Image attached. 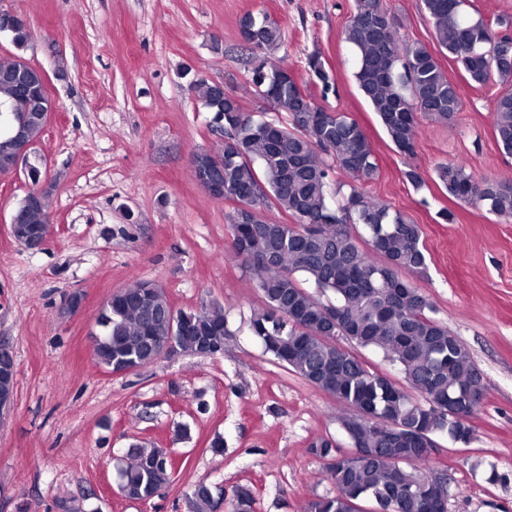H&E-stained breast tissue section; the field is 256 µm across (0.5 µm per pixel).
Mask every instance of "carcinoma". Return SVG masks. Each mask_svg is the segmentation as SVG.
Masks as SVG:
<instances>
[{"label":"carcinoma","instance_id":"1","mask_svg":"<svg viewBox=\"0 0 512 512\" xmlns=\"http://www.w3.org/2000/svg\"><path fill=\"white\" fill-rule=\"evenodd\" d=\"M465 5L424 0L439 51L463 77L504 86L491 109L493 130L500 151L512 156V47L499 43L503 22L471 19ZM241 28L253 57L251 81L280 115L246 112L207 81L192 83L202 108L224 118V140L212 150L224 158V199L235 204L225 215L230 238L224 258L249 271L262 295L252 334L274 360L348 408L337 421L346 437L356 436L368 450L355 459L332 439L313 442L311 451L327 461L336 493L305 502L301 512H364L367 501L376 512H430L428 499H448V485L425 467L421 441L446 435L469 443L471 426H455L448 412L471 417L480 409L483 374L413 282L428 268L420 225L362 191L378 174L364 128L316 105L306 83L270 61L281 42L279 27L249 16ZM0 29L17 49L27 48L28 24L0 14ZM344 38L357 53V88L400 153H414L421 120L448 124L461 110L458 86L434 51L402 41L381 0H356ZM19 59L0 58V162L12 148L15 116L25 111ZM337 172L353 181L340 201L343 184L331 180ZM436 176L456 200L512 218L511 179L477 180L459 162L438 164ZM270 208L293 223L266 219ZM16 211L23 224L48 221L43 202ZM96 324L94 354L110 372L148 365L168 343L180 355L222 356L230 335L221 308L176 310L164 289L148 280L120 289ZM357 347L381 352L406 385L370 368ZM172 469L166 449L135 444L120 472V492L150 501L168 487ZM185 496L192 512L217 509V496L204 482ZM253 504L251 490L239 486L230 512H253Z\"/></svg>","mask_w":512,"mask_h":512}]
</instances>
